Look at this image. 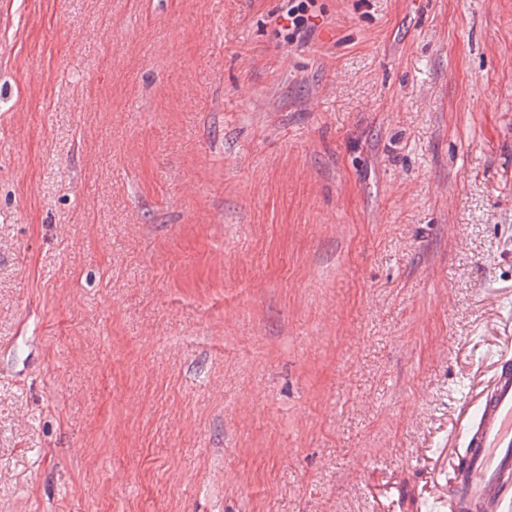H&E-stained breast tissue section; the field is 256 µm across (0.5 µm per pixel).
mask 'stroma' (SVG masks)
<instances>
[{
  "label": "stroma",
  "mask_w": 512,
  "mask_h": 512,
  "mask_svg": "<svg viewBox=\"0 0 512 512\" xmlns=\"http://www.w3.org/2000/svg\"><path fill=\"white\" fill-rule=\"evenodd\" d=\"M0 0V512H433L512 343V0ZM299 3L288 9L286 16L283 18L286 22L284 26L288 31L293 30V33L298 32L304 28L311 20L309 16L308 3L313 1L300 0Z\"/></svg>",
  "instance_id": "obj_1"
}]
</instances>
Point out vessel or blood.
Listing matches in <instances>:
<instances>
[{"mask_svg": "<svg viewBox=\"0 0 512 512\" xmlns=\"http://www.w3.org/2000/svg\"><path fill=\"white\" fill-rule=\"evenodd\" d=\"M465 417L464 455L444 496L449 512H512V344Z\"/></svg>", "mask_w": 512, "mask_h": 512, "instance_id": "vessel-or-blood-1", "label": "vessel or blood"}]
</instances>
